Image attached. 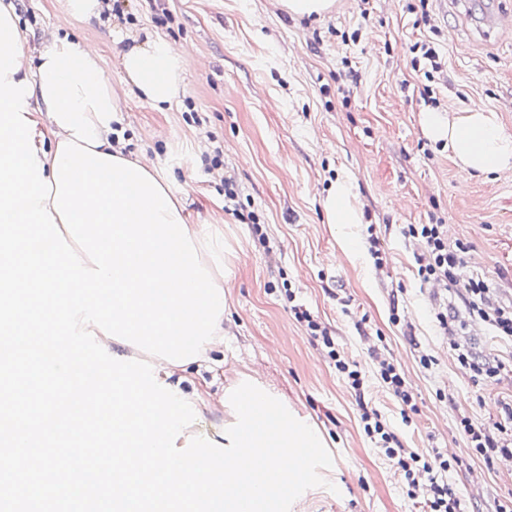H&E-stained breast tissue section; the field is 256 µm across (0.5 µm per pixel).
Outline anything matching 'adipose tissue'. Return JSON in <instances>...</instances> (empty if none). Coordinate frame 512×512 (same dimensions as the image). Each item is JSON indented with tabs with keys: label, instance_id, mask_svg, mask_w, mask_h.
I'll list each match as a JSON object with an SVG mask.
<instances>
[{
	"label": "adipose tissue",
	"instance_id": "ef3b65f1",
	"mask_svg": "<svg viewBox=\"0 0 512 512\" xmlns=\"http://www.w3.org/2000/svg\"><path fill=\"white\" fill-rule=\"evenodd\" d=\"M13 81L30 80L34 87L30 119L43 175L52 178L59 142L71 139L99 153L144 165L142 155L127 151L116 127L123 122L120 99L105 78L101 58L87 44L56 31L39 45L24 47ZM125 87L155 106L178 100L184 90L180 58L172 44L146 38L121 57ZM421 124L431 138L446 141L459 168L471 175L512 169V134L495 112L482 108L462 113H423ZM189 235L216 282L224 280V245L209 224H192Z\"/></svg>",
	"mask_w": 512,
	"mask_h": 512
}]
</instances>
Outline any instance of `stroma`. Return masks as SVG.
<instances>
[{"label": "stroma", "instance_id": "obj_1", "mask_svg": "<svg viewBox=\"0 0 512 512\" xmlns=\"http://www.w3.org/2000/svg\"><path fill=\"white\" fill-rule=\"evenodd\" d=\"M492 0H336L322 19H293L278 0H115L106 16L76 21L61 0H20L28 44L45 31L96 47L106 78L122 91V51L133 38L161 37L185 48L184 92L166 111L137 97L122 100L129 151L145 155L182 197L189 221L215 225L224 240V348L204 369L190 365L183 389L207 395L200 432L222 429L218 399L256 382L316 429L333 456L325 486L300 497L302 512H425L403 478L373 448L362 407L390 420L404 447L452 449L448 482L464 512L512 504V463L486 462L459 420L491 427L512 403V372L474 381L459 368L433 316L447 305L465 331L458 341L477 356L512 365V344L473 320L460 293L420 286L407 224L448 226L464 242V277H480L499 302L512 301V170L464 174L445 142L428 137V110L497 112L512 133V36L478 37ZM434 42L442 69L422 95L408 48ZM222 165L208 170L206 159ZM238 193L224 205V183ZM345 183L360 216L330 224L324 201ZM265 234L257 239L253 222ZM375 225L386 268L368 259L365 225ZM328 326L337 347L372 371L373 353L400 363L418 411L402 423L400 404L377 380L364 403L337 375L320 341L290 310L287 291ZM430 355V369L419 364Z\"/></svg>", "mask_w": 512, "mask_h": 512}]
</instances>
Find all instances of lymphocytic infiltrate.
Instances as JSON below:
<instances>
[{
  "label": "lymphocytic infiltrate",
  "mask_w": 512,
  "mask_h": 512,
  "mask_svg": "<svg viewBox=\"0 0 512 512\" xmlns=\"http://www.w3.org/2000/svg\"><path fill=\"white\" fill-rule=\"evenodd\" d=\"M403 234L405 238L416 241L420 247L415 256L420 283L435 281L448 288H463L470 313L487 322L496 336L512 341V303L492 302L490 288L485 281L473 278L465 280L461 277L464 256L469 250L467 244L460 242L456 246H449L437 224H409ZM293 312L298 322L306 324L312 337L320 339L329 347V356L337 373L356 398H363L368 388L366 375L357 362L335 348L331 330L314 319L303 305H294ZM503 412L504 420L497 422L491 431L474 426L468 418L460 420V426L472 448L485 460L512 453V404L504 405ZM360 422L365 436L374 447L379 448L403 473L408 497H417L420 489L417 476L424 473L431 487V494L426 501L428 512H463L460 497L448 484V472L452 464L444 459L439 449L434 448L424 454L403 447L390 422L378 411L363 410Z\"/></svg>",
  "instance_id": "1"
}]
</instances>
